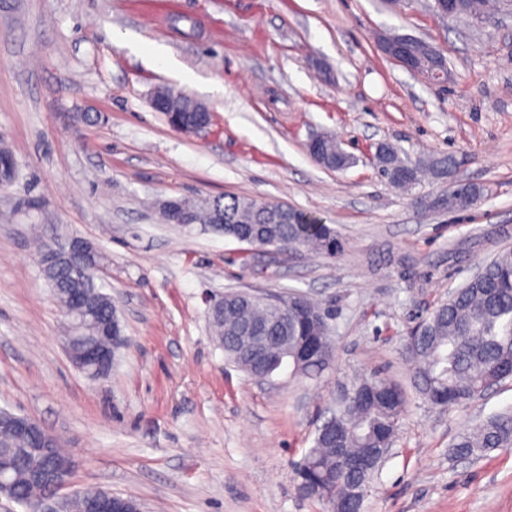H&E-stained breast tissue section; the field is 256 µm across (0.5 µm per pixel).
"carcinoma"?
<instances>
[{
	"instance_id": "1",
	"label": "carcinoma",
	"mask_w": 512,
	"mask_h": 512,
	"mask_svg": "<svg viewBox=\"0 0 512 512\" xmlns=\"http://www.w3.org/2000/svg\"><path fill=\"white\" fill-rule=\"evenodd\" d=\"M489 7L490 0H460V12L465 16H480ZM170 91L161 87L153 97L162 104L161 112L166 117L174 113L182 122L212 121L211 115L202 112L198 100L183 93L174 101ZM322 151L331 164L354 163L332 135L323 136ZM375 162L379 169L388 171L402 168L407 159L397 147L385 143L375 155ZM454 165L451 156L416 161L410 177L391 179L389 184L408 192L428 175L448 178V170ZM479 191L478 185L460 180L447 194L436 198L437 207L460 211L465 208V198ZM181 203L192 209L195 223L212 225L213 209L189 199ZM214 204L232 218V223L224 225V235L236 240L247 231L253 236L252 245L276 250L288 245L294 250L334 255L341 248L334 228L299 224L296 213L280 211L277 202L227 195ZM42 271L53 288L86 289L98 301V316L108 315L112 297L100 296L101 289L94 279L79 277L61 265ZM293 297L299 300V311L288 313L286 331L276 324L258 296L224 306V325L215 326L214 333L224 336L226 359L250 377L261 373L270 378L286 369L291 378L314 379L329 368L336 346L328 325L319 359L295 361L302 338L313 335V323L319 318L327 321L329 315L308 297L297 293ZM258 322L267 324L268 335L288 337V345L279 349L278 358H272L269 348L242 344L250 324ZM403 352L415 362L414 382L419 393L438 406L464 404L484 392L488 383L497 385L512 377L507 374L512 370V246L498 250L483 265L476 282L466 280L424 318L417 332L407 336ZM405 408V394L395 383L378 376L355 379L336 399L331 416L317 430L313 446L295 469L299 495L326 510L334 502L336 512H363L371 479L391 452ZM453 448L456 455L472 458L511 449L512 410L497 413L461 433Z\"/></svg>"
}]
</instances>
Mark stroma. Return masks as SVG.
<instances>
[{"label": "stroma", "instance_id": "obj_1", "mask_svg": "<svg viewBox=\"0 0 512 512\" xmlns=\"http://www.w3.org/2000/svg\"><path fill=\"white\" fill-rule=\"evenodd\" d=\"M444 49L435 86L387 58L376 36ZM183 91L214 114L172 129L150 98ZM98 114L96 124L82 113ZM354 154L320 166L312 136ZM410 160L454 155L479 185L469 210L439 213L378 174L374 146ZM0 144L18 163L0 188V407L58 435L70 489L143 512H320L295 489L354 373L400 384L407 406L365 512H512V449L456 458L458 435L512 409V379L466 404L417 391L403 339L499 247L512 246V14L443 18L431 0H0ZM286 204L336 228V256L251 246L162 223L169 198ZM46 213L22 223L15 205ZM80 236L105 261L130 347L92 381L69 358L66 318L39 244ZM228 290L306 295L331 314L336 356L315 380L258 382L224 357L208 322Z\"/></svg>", "mask_w": 512, "mask_h": 512}]
</instances>
